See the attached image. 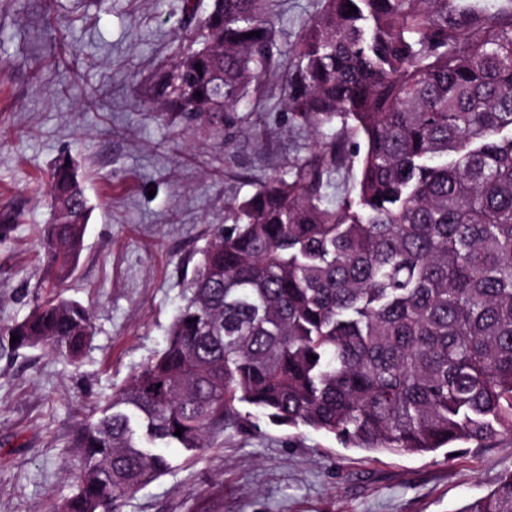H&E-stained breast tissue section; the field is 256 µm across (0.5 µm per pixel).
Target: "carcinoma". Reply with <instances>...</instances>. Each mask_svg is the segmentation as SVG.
I'll list each match as a JSON object with an SVG mask.
<instances>
[{"label":"carcinoma","instance_id":"obj_1","mask_svg":"<svg viewBox=\"0 0 512 512\" xmlns=\"http://www.w3.org/2000/svg\"><path fill=\"white\" fill-rule=\"evenodd\" d=\"M322 3L281 100L317 151L230 207L162 351L80 423L62 512H114L170 469L164 449L207 447L238 403L366 453L451 459L512 435V0ZM279 56L268 0H213L143 105L221 134ZM350 129L364 152L333 200ZM50 198L45 288L75 273L89 215L64 158ZM91 334L87 308L38 298L0 325V358L76 361ZM465 512H512V469Z\"/></svg>","mask_w":512,"mask_h":512}]
</instances>
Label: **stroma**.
Returning a JSON list of instances; mask_svg holds the SVG:
<instances>
[{
    "instance_id": "stroma-1",
    "label": "stroma",
    "mask_w": 512,
    "mask_h": 512,
    "mask_svg": "<svg viewBox=\"0 0 512 512\" xmlns=\"http://www.w3.org/2000/svg\"><path fill=\"white\" fill-rule=\"evenodd\" d=\"M198 3L189 15L181 0H0V213L16 218L0 244V324L33 307L48 172L64 155L92 211L60 294L93 320L78 363L45 350L0 360V512H60L78 422L161 351L228 203L315 146L280 99L320 0H274L281 69L223 137L186 134L139 105L141 85L190 45L211 0ZM236 410L209 447L168 449L169 472L117 512H463L512 468V438L456 459L369 456Z\"/></svg>"
}]
</instances>
